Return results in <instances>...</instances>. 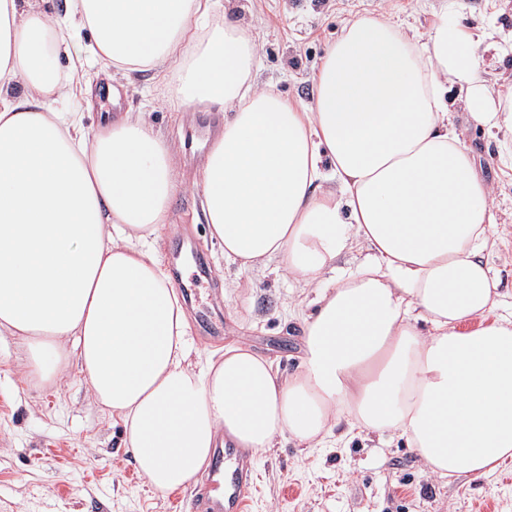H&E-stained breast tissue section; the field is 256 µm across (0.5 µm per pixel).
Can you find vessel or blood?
<instances>
[{"label":"vessel or blood","instance_id":"b4317fda","mask_svg":"<svg viewBox=\"0 0 512 512\" xmlns=\"http://www.w3.org/2000/svg\"><path fill=\"white\" fill-rule=\"evenodd\" d=\"M209 270L197 259H189L182 290L197 295L201 285L210 281ZM247 453L230 445L216 448L204 481L192 492L193 512H242L250 487Z\"/></svg>","mask_w":512,"mask_h":512}]
</instances>
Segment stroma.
Returning a JSON list of instances; mask_svg holds the SVG:
<instances>
[{"mask_svg": "<svg viewBox=\"0 0 512 512\" xmlns=\"http://www.w3.org/2000/svg\"><path fill=\"white\" fill-rule=\"evenodd\" d=\"M444 0H228L226 7L259 48L257 86L302 106L314 99V76L329 45L361 16L386 13L393 22L427 30ZM464 27L496 14L512 29V0H458ZM178 60L116 79L124 111L143 113L173 144L182 186L171 201L159 243L164 264L184 243L205 258L214 288L218 331L192 323L196 347L210 350L243 343L269 356L280 374L300 364L299 322L288 308L304 300L301 285L270 274L264 266L239 271L210 241L200 196L192 188L207 154L188 151V135L202 127L223 129L214 106L186 109L172 104L170 89ZM453 121L475 149V165L493 187L499 240L487 252L500 280L497 312L512 315V169L498 160L501 133L475 124L463 103ZM26 349L16 337H0V512H190V490L155 494L126 447L122 420L97 404L77 361L53 383L25 379ZM246 512H512V466L487 476L453 480L429 476L403 439L389 434L339 439L323 448L280 441L251 459Z\"/></svg>", "mask_w": 512, "mask_h": 512, "instance_id": "obj_1", "label": "stroma"}]
</instances>
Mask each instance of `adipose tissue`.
Segmentation results:
<instances>
[{"instance_id": "1", "label": "adipose tissue", "mask_w": 512, "mask_h": 512, "mask_svg": "<svg viewBox=\"0 0 512 512\" xmlns=\"http://www.w3.org/2000/svg\"><path fill=\"white\" fill-rule=\"evenodd\" d=\"M457 11L448 0L412 36L355 19L306 109L255 87L258 48L214 0H0V335L26 345L33 380L77 359L156 494L219 442L316 448L341 426L404 438L440 478L512 465V320L484 262L493 189L448 101L512 131V89L489 91ZM86 33L116 73L180 55L177 104L231 110L200 170L203 214L227 263L274 260L314 289L295 373L242 344L187 365L189 322L153 246L177 155L133 113L90 132L56 109L79 80L56 61ZM327 180L337 192H319ZM361 245L366 261L338 268Z\"/></svg>"}]
</instances>
